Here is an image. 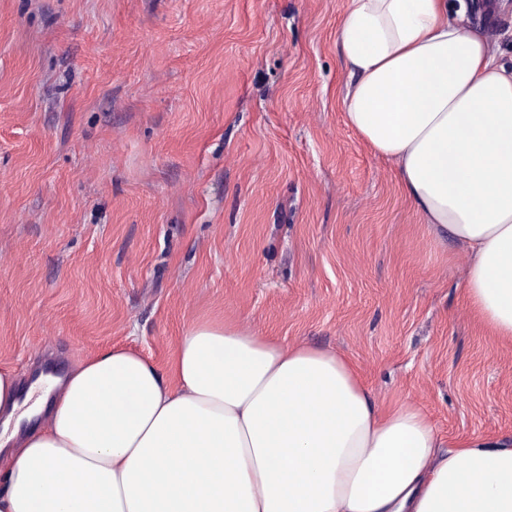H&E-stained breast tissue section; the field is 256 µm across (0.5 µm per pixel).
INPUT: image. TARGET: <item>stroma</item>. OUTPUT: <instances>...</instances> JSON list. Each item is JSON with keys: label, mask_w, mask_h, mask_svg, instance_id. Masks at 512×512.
Returning a JSON list of instances; mask_svg holds the SVG:
<instances>
[{"label": "stroma", "mask_w": 512, "mask_h": 512, "mask_svg": "<svg viewBox=\"0 0 512 512\" xmlns=\"http://www.w3.org/2000/svg\"><path fill=\"white\" fill-rule=\"evenodd\" d=\"M348 0H0V366L173 376L231 320L329 347L446 444L512 438V342L345 119ZM448 0L512 65V0Z\"/></svg>", "instance_id": "35a3bbf8"}]
</instances>
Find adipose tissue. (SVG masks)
Listing matches in <instances>:
<instances>
[{"mask_svg":"<svg viewBox=\"0 0 512 512\" xmlns=\"http://www.w3.org/2000/svg\"><path fill=\"white\" fill-rule=\"evenodd\" d=\"M338 41L348 125L463 246L468 303L512 341V66L448 0H349ZM175 374L118 347L26 389L0 368V512H512V447L441 452L343 354L203 324Z\"/></svg>","mask_w":512,"mask_h":512,"instance_id":"ef3b65f1","label":"adipose tissue"}]
</instances>
